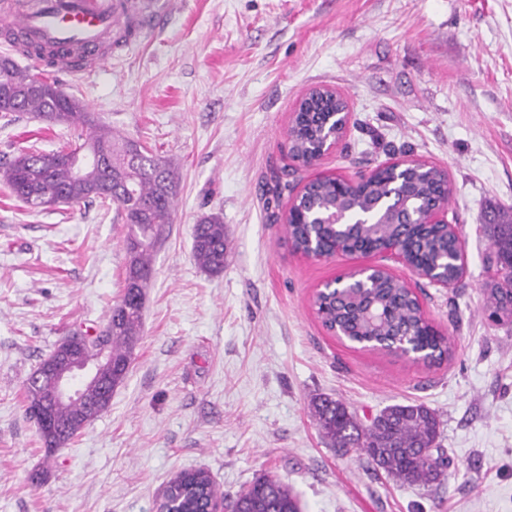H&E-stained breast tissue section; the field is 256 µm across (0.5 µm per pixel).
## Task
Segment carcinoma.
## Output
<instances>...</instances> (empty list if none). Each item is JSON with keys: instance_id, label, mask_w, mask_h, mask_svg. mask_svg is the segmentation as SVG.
I'll return each instance as SVG.
<instances>
[{"instance_id": "1", "label": "carcinoma", "mask_w": 512, "mask_h": 512, "mask_svg": "<svg viewBox=\"0 0 512 512\" xmlns=\"http://www.w3.org/2000/svg\"><path fill=\"white\" fill-rule=\"evenodd\" d=\"M345 108L342 100L321 87L309 90L299 101L288 140L291 155L300 165H310L321 147L327 119ZM0 112H26L48 126L79 129L84 136L83 143H70L59 150L22 152L1 168L0 181L18 199L32 208L44 207L38 199L57 191L63 193L62 203L69 206L109 200L116 205L117 217L128 226L123 294L100 329L110 360L99 366V378L84 389L87 403L51 404L56 385L49 377L35 388L24 387L26 416L35 422L37 412L47 410L55 422L50 428L37 427L46 456L51 457L93 421L91 408L110 406L112 392L127 378L142 333L145 288L153 274L152 252L165 227L173 223L176 184L166 161L100 123L80 99L63 92L46 71L22 70L4 56L0 57ZM81 149L99 153L101 160L78 177L72 159ZM402 176L395 183L391 169L378 166L361 178L357 190L344 196L336 194L334 181L317 180L296 197V207L311 213L339 209L358 214L377 203L387 204L388 195L393 194L419 215L427 203L447 193L442 172L422 162L405 168ZM490 233L500 277L487 288L486 311L496 320L512 316V221L490 225ZM192 237L195 262L210 273L223 272L229 243L222 218H204L193 226ZM286 241L301 253L312 248L329 253L338 243L345 253L365 246L378 252L394 243L415 268L427 266L450 279L458 275L456 238L440 225H417L405 233L399 225L387 223L350 228L288 224ZM366 293L368 303L383 316L373 330L367 307L361 302L326 297L317 300V314L323 323L350 333L353 340H369L373 334L388 338L403 332L423 348H448L447 340L434 333L405 283L381 275ZM309 408L330 447L342 454L355 451L365 456L374 469L403 485L430 487L446 475L448 457L441 448V422L437 413L422 403L387 406L366 425L343 401L328 395L312 397ZM167 486L181 500L183 512H193L201 500H223L210 474L202 469L179 472ZM229 508L230 512H302L293 488L267 474L255 478Z\"/></svg>"}]
</instances>
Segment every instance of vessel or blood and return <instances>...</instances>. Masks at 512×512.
<instances>
[{
    "instance_id": "obj_1",
    "label": "vessel or blood",
    "mask_w": 512,
    "mask_h": 512,
    "mask_svg": "<svg viewBox=\"0 0 512 512\" xmlns=\"http://www.w3.org/2000/svg\"><path fill=\"white\" fill-rule=\"evenodd\" d=\"M168 10V0H0V27L12 33L13 50L44 45L56 68L94 71L114 33L132 23L157 29Z\"/></svg>"
}]
</instances>
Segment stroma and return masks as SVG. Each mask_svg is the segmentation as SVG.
I'll use <instances>...</instances> for the list:
<instances>
[{
  "instance_id": "stroma-1",
  "label": "stroma",
  "mask_w": 512,
  "mask_h": 512,
  "mask_svg": "<svg viewBox=\"0 0 512 512\" xmlns=\"http://www.w3.org/2000/svg\"><path fill=\"white\" fill-rule=\"evenodd\" d=\"M113 132L170 161L173 222L153 256L143 332L103 412L53 457L24 412V382L61 338L100 328L122 296L127 228L112 203L31 208L0 184V512H155L178 471L210 472L233 497L258 474L288 482L304 512H512V321L496 324L487 217L512 214V0H174L163 26L89 74H56ZM335 89L349 122L317 166L288 155L311 88ZM72 138L0 113V167ZM409 159L442 170L465 269L453 287L381 254L314 260L283 215L322 174L356 181ZM224 219L219 274L192 257V229ZM386 265L448 338L439 363L332 336L313 297L359 266ZM366 420L422 402L452 464L403 486L341 456L309 401ZM45 476L31 487L29 475Z\"/></svg>"
}]
</instances>
